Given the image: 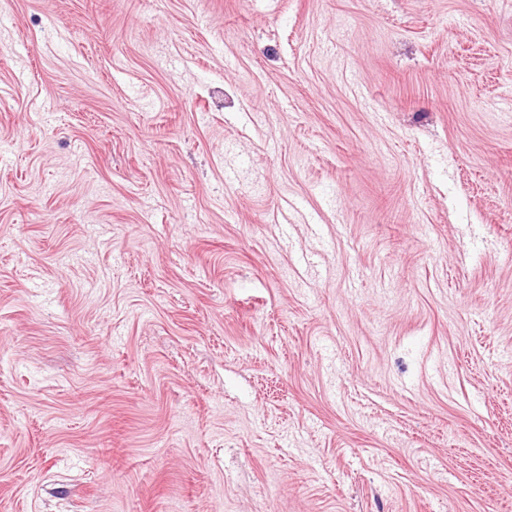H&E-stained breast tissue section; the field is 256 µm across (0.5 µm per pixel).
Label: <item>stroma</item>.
<instances>
[{"label": "stroma", "instance_id": "obj_1", "mask_svg": "<svg viewBox=\"0 0 512 512\" xmlns=\"http://www.w3.org/2000/svg\"><path fill=\"white\" fill-rule=\"evenodd\" d=\"M0 512H512V0H0Z\"/></svg>", "mask_w": 512, "mask_h": 512}]
</instances>
